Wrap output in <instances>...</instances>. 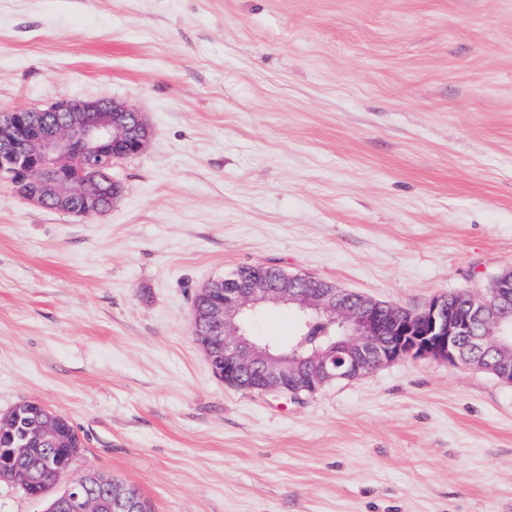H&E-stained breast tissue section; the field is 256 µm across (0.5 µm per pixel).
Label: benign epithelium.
<instances>
[{
  "instance_id": "7a95c632",
  "label": "benign epithelium",
  "mask_w": 512,
  "mask_h": 512,
  "mask_svg": "<svg viewBox=\"0 0 512 512\" xmlns=\"http://www.w3.org/2000/svg\"><path fill=\"white\" fill-rule=\"evenodd\" d=\"M150 137L141 113L106 97L14 110L0 115V176L33 206L79 216L103 214L123 192L112 168L142 152ZM197 298L206 300V307L193 306V335L204 330L222 349L223 357L217 359L211 342H198L214 374L234 386L253 380L251 389L261 394L299 400L304 393L409 356L430 357L450 366L467 364L460 347L464 337L477 348L490 345L500 350L504 359L498 377L512 383V346L504 332V323H512L509 269L493 278L486 292L475 295L465 312L448 308L442 298L433 299L407 321L399 318V310H392L390 318L400 328L398 344L392 346L382 343L381 325L372 315L378 301L363 296L354 309L335 284L273 266L242 283L232 277L210 281ZM271 304L291 305L312 319L324 317L345 330L346 340L306 358L277 352L254 340L243 326L248 314ZM57 418L43 407V418L30 426L32 434L51 441ZM15 428L10 421H0V479L23 488V475L3 465L4 459L20 452L13 447ZM131 496L128 488L113 484L112 512H130ZM62 503L70 512H97L80 480L68 485L53 508Z\"/></svg>"
}]
</instances>
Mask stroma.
Masks as SVG:
<instances>
[{
	"instance_id": "obj_1",
	"label": "stroma",
	"mask_w": 512,
	"mask_h": 512,
	"mask_svg": "<svg viewBox=\"0 0 512 512\" xmlns=\"http://www.w3.org/2000/svg\"><path fill=\"white\" fill-rule=\"evenodd\" d=\"M100 97L153 130L108 213L0 179V414L153 512H512V385L408 357L294 401L191 333L243 267L409 310L512 267V0H0V114Z\"/></svg>"
}]
</instances>
